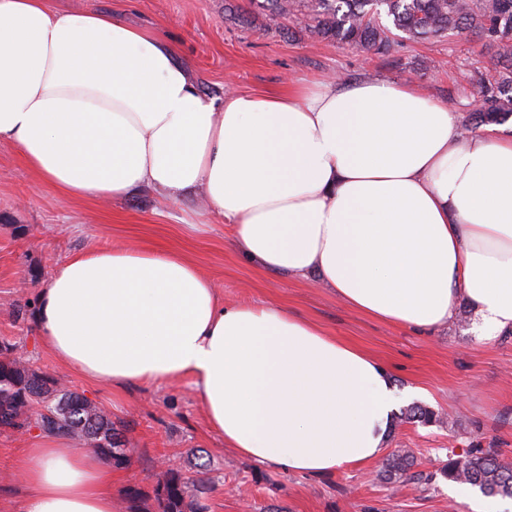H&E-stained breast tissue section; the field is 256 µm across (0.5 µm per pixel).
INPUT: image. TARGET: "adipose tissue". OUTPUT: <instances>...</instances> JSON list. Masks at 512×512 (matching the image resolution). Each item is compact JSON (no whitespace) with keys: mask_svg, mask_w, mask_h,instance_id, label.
<instances>
[{"mask_svg":"<svg viewBox=\"0 0 512 512\" xmlns=\"http://www.w3.org/2000/svg\"><path fill=\"white\" fill-rule=\"evenodd\" d=\"M0 143L61 194L189 193L237 253L314 276L370 318L427 333L472 303L485 338L512 327V138L463 137L417 85L327 81L201 94L153 33L49 0H0ZM35 319L83 377L191 378L209 427L245 459L308 475L363 466L395 406L388 370L275 305H228L196 266L146 247L79 252ZM21 512H115L113 470L61 439L30 449Z\"/></svg>","mask_w":512,"mask_h":512,"instance_id":"1","label":"adipose tissue"}]
</instances>
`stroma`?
Instances as JSON below:
<instances>
[{
	"label": "stroma",
	"instance_id": "35a3bbf8",
	"mask_svg": "<svg viewBox=\"0 0 512 512\" xmlns=\"http://www.w3.org/2000/svg\"><path fill=\"white\" fill-rule=\"evenodd\" d=\"M248 0H50L53 8L96 11L148 28L171 43L197 78L199 91L270 93L293 83L336 80H412L428 96L454 100L459 116L472 112L478 90L461 83L463 69L482 70L491 51L473 36L454 41H403L389 58L350 46L291 38L264 29L256 14L239 17ZM188 196L162 202L151 192L111 202L81 201L37 181L15 147L0 144V341L15 344L29 365L82 393L111 415L130 463L113 485L119 512H156L154 489L163 462L194 481L203 512H472L440 474L449 455L497 449L512 462V329L492 340L476 329L471 302L458 296L453 320L430 335L372 319L312 279L270 273L239 257L216 215L200 216ZM107 245L170 249L195 263L225 302L283 306L384 362L401 398L385 435V452L411 450L414 480L378 479L381 461L331 475L310 476L259 464L225 447L207 423L188 381L113 386L72 372L46 350L35 322L39 291L72 254ZM434 412L432 424L405 419L407 409ZM39 430L0 431V512H17L26 488L20 477ZM140 493L130 502L127 489Z\"/></svg>",
	"mask_w": 512,
	"mask_h": 512
}]
</instances>
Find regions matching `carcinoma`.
<instances>
[{"instance_id":"obj_1","label":"carcinoma","mask_w":512,"mask_h":512,"mask_svg":"<svg viewBox=\"0 0 512 512\" xmlns=\"http://www.w3.org/2000/svg\"><path fill=\"white\" fill-rule=\"evenodd\" d=\"M268 29L290 19L295 33L312 40L348 44L370 55L388 56L403 39L452 40L471 34L494 49L493 66L483 74L462 71V81L479 89L481 104L462 122L467 135L486 124L512 118V0H250ZM33 428L92 448L122 468L127 449L116 441L112 418L83 394L56 378L23 365L14 345L0 343V429ZM414 456L400 451L386 459L378 476L388 483L407 479ZM440 474L468 483L487 496L512 497V465L495 448H472L448 459ZM158 512H199L179 470L162 474L155 488Z\"/></svg>"}]
</instances>
